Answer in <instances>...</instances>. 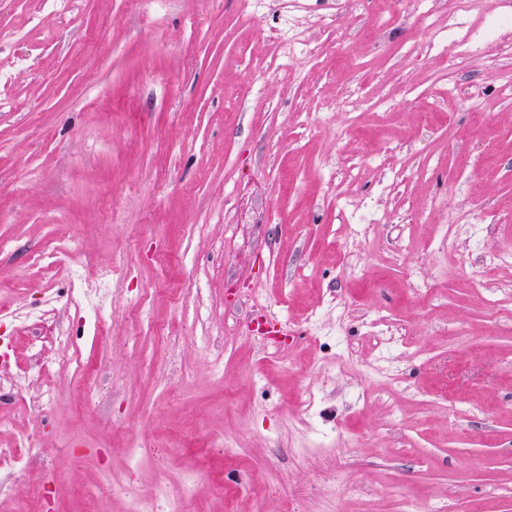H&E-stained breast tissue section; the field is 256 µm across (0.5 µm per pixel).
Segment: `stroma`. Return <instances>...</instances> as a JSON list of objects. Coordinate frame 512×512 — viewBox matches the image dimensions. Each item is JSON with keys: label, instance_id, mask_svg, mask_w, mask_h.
<instances>
[{"label": "stroma", "instance_id": "obj_1", "mask_svg": "<svg viewBox=\"0 0 512 512\" xmlns=\"http://www.w3.org/2000/svg\"><path fill=\"white\" fill-rule=\"evenodd\" d=\"M454 8L0 0V372L47 301L80 360L5 507L512 512V8ZM77 279L80 281V286L73 289L72 302L88 316L93 335H99L105 323L100 293L102 288L112 279V272L104 271L100 273L98 279L92 283L82 281L79 274H77Z\"/></svg>", "mask_w": 512, "mask_h": 512}]
</instances>
